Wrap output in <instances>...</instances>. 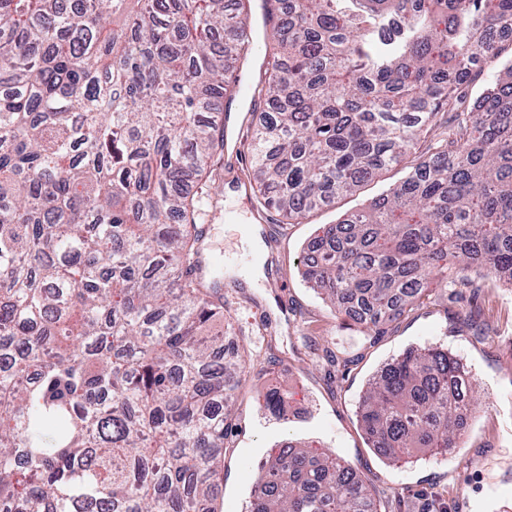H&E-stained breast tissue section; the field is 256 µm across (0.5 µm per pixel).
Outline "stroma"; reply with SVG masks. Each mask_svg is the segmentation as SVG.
Wrapping results in <instances>:
<instances>
[{
  "label": "stroma",
  "mask_w": 512,
  "mask_h": 512,
  "mask_svg": "<svg viewBox=\"0 0 512 512\" xmlns=\"http://www.w3.org/2000/svg\"><path fill=\"white\" fill-rule=\"evenodd\" d=\"M249 133L237 152H225L217 172L234 196L219 195L205 216L207 258L223 256L225 297L237 342L258 364L235 399L232 446L225 470L235 484L218 494L234 512H248L252 483L246 466L269 456L285 440H307L348 461L369 485L377 512H512L497 496L512 486V286L478 279L467 288H433L422 304L374 334L332 307L303 281V248L324 227L383 197L407 174L397 165L338 197L300 222L274 226L279 216L257 200ZM242 221L228 224L225 209ZM442 344L459 355L473 375L472 410L451 451L416 463L391 464L370 448L358 418L368 380L411 346ZM332 350L335 366L324 352ZM302 391L308 421L275 418L263 393Z\"/></svg>",
  "instance_id": "1"
}]
</instances>
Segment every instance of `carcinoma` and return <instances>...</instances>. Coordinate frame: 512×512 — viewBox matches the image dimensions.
I'll return each instance as SVG.
<instances>
[{
    "label": "carcinoma",
    "instance_id": "cac0c4a2",
    "mask_svg": "<svg viewBox=\"0 0 512 512\" xmlns=\"http://www.w3.org/2000/svg\"><path fill=\"white\" fill-rule=\"evenodd\" d=\"M253 135L286 220L416 152L379 201L311 243L306 281L378 332L448 269L512 286V0H271ZM252 0H0V512H200L254 367L226 351L224 274L199 224L224 152ZM473 383L440 346L383 366L359 405L379 456L454 448ZM249 512H376L335 454L257 468ZM500 47V58L495 67L492 66L489 69H486L482 75L477 77L475 80L471 81L466 87V97L463 103L459 106L460 111L467 109L468 106L473 102V100L476 99L483 92L486 86L493 82L496 75L498 74V69L500 68L501 63L507 60H511L512 44L506 41L502 42L500 44Z\"/></svg>",
    "mask_w": 512,
    "mask_h": 512
}]
</instances>
